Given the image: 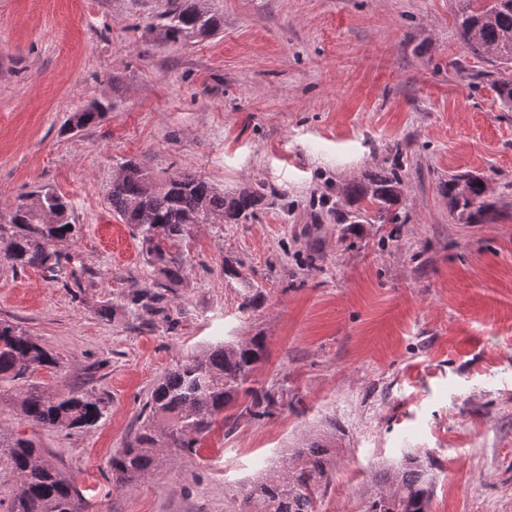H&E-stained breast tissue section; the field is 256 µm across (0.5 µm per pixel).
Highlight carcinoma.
I'll return each mask as SVG.
<instances>
[{
  "label": "carcinoma",
  "mask_w": 512,
  "mask_h": 512,
  "mask_svg": "<svg viewBox=\"0 0 512 512\" xmlns=\"http://www.w3.org/2000/svg\"><path fill=\"white\" fill-rule=\"evenodd\" d=\"M206 0H169V8L156 26L157 38L182 43L215 35L221 21L204 6ZM456 24L467 51L476 56L494 54L497 70L483 73L502 106L512 110V0H459ZM112 103L95 100L67 120L68 130L99 123ZM407 149L396 147L390 166L366 184L346 189L355 207L336 210L341 224L399 223L392 210L402 195ZM486 181L467 173L454 174L439 184L450 208L467 224H481L492 210L486 202ZM262 195L243 188L235 193L215 187L209 180L178 173L163 181L139 164L127 160L112 178L107 201L122 222L139 232L142 247L157 269L154 287L133 288L128 300L145 321L170 318L166 292L178 286L190 265L182 243L192 224H207L220 217L226 224H241L254 217ZM71 204L54 190L41 187L22 197L0 233L9 231L0 248V260L21 270H40L47 281L73 278L67 272L71 256L57 249L74 235ZM267 353L266 337L258 332L241 342L220 343L168 372L144 405V419L133 439L112 456V476L119 485L149 475L160 460V449L194 450L200 439L222 422L241 418L261 420L273 415L282 395L254 387V373ZM53 358L25 330L0 322V387L13 385L21 419L32 427L72 430L91 427L102 417L99 402L69 391L49 395L27 385L39 367H52ZM335 437L306 442L281 468L253 482L231 512H316L317 491L327 484L336 467L331 452ZM0 448L22 489L7 512H78L79 498L71 481L43 460L28 438L0 436ZM433 466L409 458L389 471L377 472L375 496L364 512H428Z\"/></svg>",
  "instance_id": "1"
}]
</instances>
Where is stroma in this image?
<instances>
[{
	"label": "stroma",
	"mask_w": 512,
	"mask_h": 512,
	"mask_svg": "<svg viewBox=\"0 0 512 512\" xmlns=\"http://www.w3.org/2000/svg\"><path fill=\"white\" fill-rule=\"evenodd\" d=\"M167 0H0V223L49 185L72 206L60 245L82 288L0 264V321L58 361L30 382L93 396L92 427L22 421L0 397V430L32 439L82 497L81 512H225L244 486L337 428L317 512H362L373 473L419 457L436 468L430 512H512V112L466 52L457 0H208L219 34L158 41ZM100 123L65 130L87 102ZM408 144L400 224H341L336 200ZM193 173L264 198L245 224L192 228L172 322L127 308L158 275L112 214L120 163ZM466 172L489 186L486 223L435 189ZM248 278L225 277V262ZM265 303L243 308L249 287ZM263 333L256 372L285 405L215 426L196 452H164L119 487L109 461L154 386L211 345Z\"/></svg>",
	"instance_id": "stroma-1"
}]
</instances>
